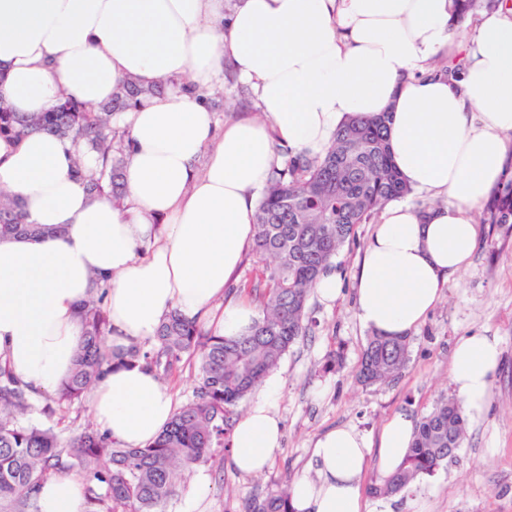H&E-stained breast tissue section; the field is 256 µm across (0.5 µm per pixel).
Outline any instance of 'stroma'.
Wrapping results in <instances>:
<instances>
[{"instance_id":"1","label":"stroma","mask_w":512,"mask_h":512,"mask_svg":"<svg viewBox=\"0 0 512 512\" xmlns=\"http://www.w3.org/2000/svg\"><path fill=\"white\" fill-rule=\"evenodd\" d=\"M224 102L218 124L257 113L251 87L233 66L224 67ZM374 229L358 225L340 250L333 269L341 278L336 302L310 295L313 326L281 360L272 378L279 384L277 411L282 438L259 475L235 470L230 452L220 463L203 464L204 491L185 487L168 512H242L245 502L311 471V447L322 432L340 425L376 436L388 418L406 412L420 418L451 396V355L456 341L486 332L498 336L502 363L494 379L489 410L468 422L458 456L435 476L415 481L403 495L368 498L369 512H512V232L494 224L478 227L471 264L452 278L421 326L410 334L405 369L394 381L365 387L356 369L370 334L359 321L353 277Z\"/></svg>"}]
</instances>
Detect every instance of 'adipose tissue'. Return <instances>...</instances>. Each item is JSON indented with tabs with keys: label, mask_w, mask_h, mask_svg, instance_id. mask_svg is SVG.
Instances as JSON below:
<instances>
[{
	"label": "adipose tissue",
	"mask_w": 512,
	"mask_h": 512,
	"mask_svg": "<svg viewBox=\"0 0 512 512\" xmlns=\"http://www.w3.org/2000/svg\"><path fill=\"white\" fill-rule=\"evenodd\" d=\"M453 0H0V98L19 112L66 96L108 102L119 80L163 92L123 120L131 130L128 208L90 197L73 173L70 141L33 133L0 139V190L13 194L36 236L0 238V358L34 397L53 392L83 341L80 304L109 280L108 344L152 341L171 310L216 319L234 336L255 317L245 302L214 303L255 236L256 198L277 145L322 154L354 115H392L394 162L430 204H389L354 278L362 325L385 336L415 330L477 246L471 213L501 180L512 150V0L483 15L462 47L459 79L431 63L453 40ZM233 62L260 117L218 127L199 97ZM500 339L476 333L452 351L451 386L472 421L488 409ZM262 388L237 420L231 462L262 472L282 436ZM96 423L139 448L170 422L174 400L138 365L112 370L90 393ZM415 421L398 413L378 438L350 426L319 434L314 476L291 487L294 512H367L362 475L393 471ZM39 512H86L79 482L56 476Z\"/></svg>",
	"instance_id": "ef3b65f1"
}]
</instances>
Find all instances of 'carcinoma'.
I'll return each mask as SVG.
<instances>
[{"instance_id":"carcinoma-1","label":"carcinoma","mask_w":512,"mask_h":512,"mask_svg":"<svg viewBox=\"0 0 512 512\" xmlns=\"http://www.w3.org/2000/svg\"><path fill=\"white\" fill-rule=\"evenodd\" d=\"M500 2L454 0L456 16L464 19L479 7L491 10ZM161 90L124 79L97 111L66 97L51 111L32 114L13 112L0 102V138L21 140L44 131L72 140L79 148L74 174L87 181L92 196H107L121 205L128 131L112 117ZM390 121L388 112L352 116L324 155H290L274 172L255 215L253 251L265 265L247 285L255 293L257 313L244 332L208 334L173 310L160 322L153 342L111 354L105 348L109 321L102 290L81 307L84 341L70 375L42 402H33L26 385L0 366V512H37L40 485L52 475L73 472L83 481L88 512H167L185 475L209 462L214 449L230 448L237 407L311 329L310 293L356 226L411 194L392 158ZM87 154L100 161L90 173L83 161ZM481 220L512 231V177L492 191ZM41 232L14 200L0 193L1 238ZM408 351L406 336L371 334L356 372L358 382L370 387L393 380L404 369ZM184 361L195 365L194 399L176 408L160 435L143 448H124L90 426L63 438L31 420L38 413L62 423L80 413L92 386L116 365L139 364L167 379ZM464 434L459 403L442 399L416 424L403 461L394 472L373 476L367 493L395 497L413 481L434 476L456 459ZM289 489L287 483L247 501L244 512H292Z\"/></svg>"}]
</instances>
